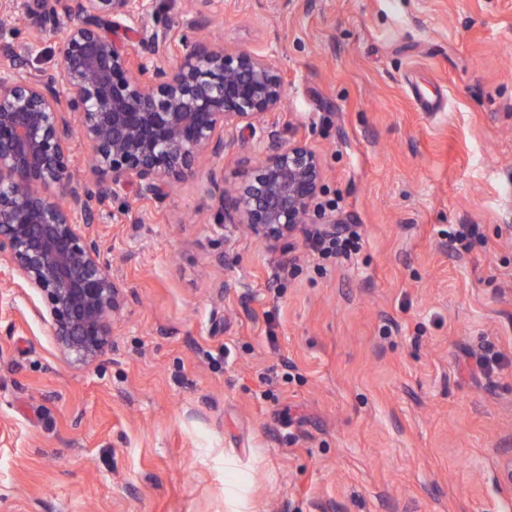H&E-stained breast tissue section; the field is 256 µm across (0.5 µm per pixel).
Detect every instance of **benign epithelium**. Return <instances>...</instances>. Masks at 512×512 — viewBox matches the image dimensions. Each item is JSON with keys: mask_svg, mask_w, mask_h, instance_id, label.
<instances>
[{"mask_svg": "<svg viewBox=\"0 0 512 512\" xmlns=\"http://www.w3.org/2000/svg\"><path fill=\"white\" fill-rule=\"evenodd\" d=\"M27 0L34 39L68 17L60 65L36 70L0 36V262L41 298L63 358L90 364L112 347L119 284L89 228L69 161L72 121L90 148L97 199L130 190L160 201L224 156L228 134L261 133L258 164L229 189L208 173L201 191L220 224L275 247L299 235L329 238L340 222L319 210L320 156L307 143L265 126L286 100L271 55L234 50L204 34L209 15L186 14L134 38L155 0ZM174 57L177 65H166Z\"/></svg>", "mask_w": 512, "mask_h": 512, "instance_id": "1", "label": "benign epithelium"}]
</instances>
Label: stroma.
Listing matches in <instances>:
<instances>
[{
  "instance_id": "obj_1",
  "label": "stroma",
  "mask_w": 512,
  "mask_h": 512,
  "mask_svg": "<svg viewBox=\"0 0 512 512\" xmlns=\"http://www.w3.org/2000/svg\"><path fill=\"white\" fill-rule=\"evenodd\" d=\"M209 30L275 58L269 122L361 249L225 231L192 181L94 205L124 303L82 366L0 271V512H512V0H224ZM358 239L359 235L357 233H353L350 236H345L343 238L340 237L329 242L328 246H325L322 251L324 255L334 257L336 260L348 259L352 252L356 251L358 247Z\"/></svg>"
}]
</instances>
